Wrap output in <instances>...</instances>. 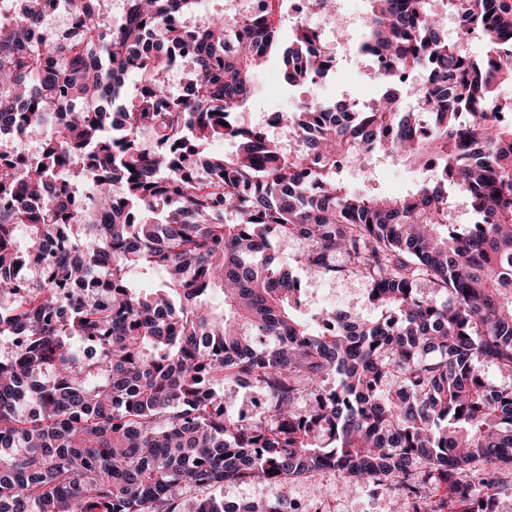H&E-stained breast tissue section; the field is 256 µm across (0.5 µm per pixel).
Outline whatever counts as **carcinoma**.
<instances>
[{
	"label": "carcinoma",
	"instance_id": "carcinoma-1",
	"mask_svg": "<svg viewBox=\"0 0 512 512\" xmlns=\"http://www.w3.org/2000/svg\"><path fill=\"white\" fill-rule=\"evenodd\" d=\"M279 2L194 28L197 0H130L116 23L108 0H13L0 21V132L20 146L51 128L25 161L0 156V512H176L182 488L324 470L400 491L410 512H496L512 383L483 367L512 377V120L492 112L512 82V0H369L360 51L386 90L300 102L283 116L295 152L236 121L273 55L292 86L326 72L316 29L283 39ZM439 7L469 28L448 38ZM56 9L73 35L47 30ZM175 66L195 79L178 95L155 80ZM217 141L233 150L207 152ZM374 152L425 178L351 190L347 168ZM450 187L471 223H448ZM288 241L306 273L363 278L370 314L306 319L301 281L273 265ZM233 383L264 392L260 416L226 409ZM193 512H288V497Z\"/></svg>",
	"mask_w": 512,
	"mask_h": 512
}]
</instances>
